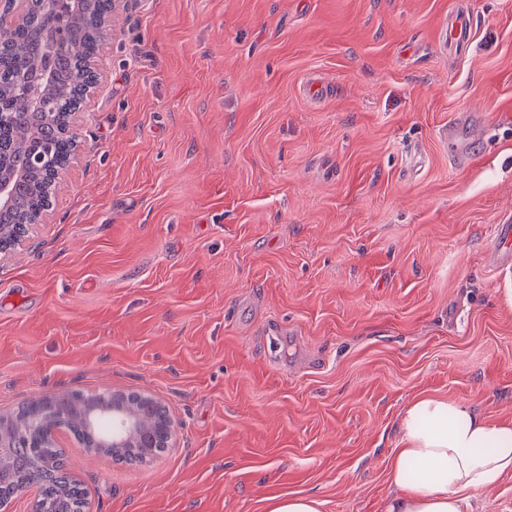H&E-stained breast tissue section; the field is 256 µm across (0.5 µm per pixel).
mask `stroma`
Masks as SVG:
<instances>
[{
  "label": "stroma",
  "instance_id": "1",
  "mask_svg": "<svg viewBox=\"0 0 512 512\" xmlns=\"http://www.w3.org/2000/svg\"><path fill=\"white\" fill-rule=\"evenodd\" d=\"M100 57L0 258V417L110 392L171 420L140 462L62 431L89 512H383L417 398L512 424V0H126ZM471 33V24L468 16L461 13L448 20V26L443 27V46H463L468 42ZM512 220L510 217L503 224H498L494 231L493 247L497 261L501 264L512 262ZM322 506L314 496L284 493L268 498L267 512H321Z\"/></svg>",
  "mask_w": 512,
  "mask_h": 512
}]
</instances>
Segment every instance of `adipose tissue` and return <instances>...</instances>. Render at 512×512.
Masks as SVG:
<instances>
[{
    "label": "adipose tissue",
    "mask_w": 512,
    "mask_h": 512,
    "mask_svg": "<svg viewBox=\"0 0 512 512\" xmlns=\"http://www.w3.org/2000/svg\"><path fill=\"white\" fill-rule=\"evenodd\" d=\"M399 431L384 512H474V500L512 474V425L469 404L419 398Z\"/></svg>",
    "instance_id": "adipose-tissue-1"
}]
</instances>
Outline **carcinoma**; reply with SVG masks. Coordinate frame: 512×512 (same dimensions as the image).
Segmentation results:
<instances>
[{"instance_id":"obj_1","label":"carcinoma","mask_w":512,"mask_h":512,"mask_svg":"<svg viewBox=\"0 0 512 512\" xmlns=\"http://www.w3.org/2000/svg\"><path fill=\"white\" fill-rule=\"evenodd\" d=\"M101 0L85 18H70L65 42L48 43L42 17L54 4L33 0L21 23L7 31L0 49V167L23 171L39 152L56 163L67 160L72 143L66 134L68 115L80 107L91 75L85 60L104 38L99 21ZM51 182L44 179L14 180L11 205L0 211V247L15 245L28 233L29 224L50 200ZM88 399L80 396L60 399L59 422L77 432L86 448L97 447V435L85 431L83 409ZM129 409L147 410V428L157 431L167 423L164 411L136 396L127 399ZM39 428L32 426L27 412L16 419L0 453V470L11 481L0 484V507L16 499L32 474L39 477L37 508L41 512H82L86 492L81 484L62 473V452L56 447L34 448Z\"/></svg>"}]
</instances>
